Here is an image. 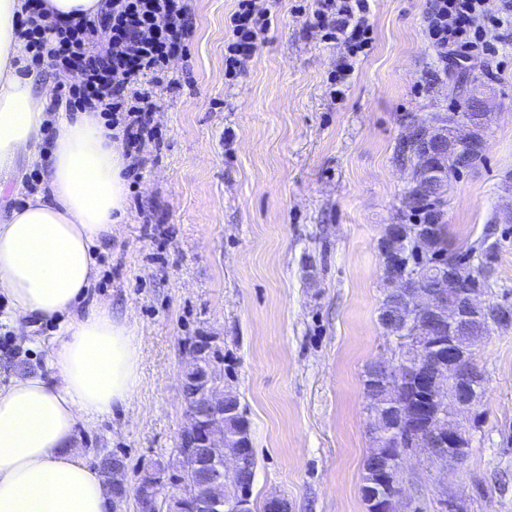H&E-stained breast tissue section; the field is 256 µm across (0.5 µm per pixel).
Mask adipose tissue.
I'll return each mask as SVG.
<instances>
[{"label": "adipose tissue", "mask_w": 512, "mask_h": 512, "mask_svg": "<svg viewBox=\"0 0 512 512\" xmlns=\"http://www.w3.org/2000/svg\"><path fill=\"white\" fill-rule=\"evenodd\" d=\"M25 0H0V174L18 160L44 188L0 215V295L18 334L54 319L47 371L0 385V512H112L77 425L128 408L141 363L138 328L94 298L96 252L126 215L128 164L99 113H59L45 145L51 87L24 70L15 34Z\"/></svg>", "instance_id": "obj_1"}]
</instances>
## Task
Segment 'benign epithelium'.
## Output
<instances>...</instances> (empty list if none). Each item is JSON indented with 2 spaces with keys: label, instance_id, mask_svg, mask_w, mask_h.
Returning <instances> with one entry per match:
<instances>
[{
  "label": "benign epithelium",
  "instance_id": "1",
  "mask_svg": "<svg viewBox=\"0 0 512 512\" xmlns=\"http://www.w3.org/2000/svg\"><path fill=\"white\" fill-rule=\"evenodd\" d=\"M450 125L463 127L466 133L457 138L459 152L483 147L475 137V121L453 115ZM428 150L420 156V179L427 190L447 203L448 172L432 157L448 148L447 126L435 125L418 135ZM400 256L383 255L384 274L403 285L399 290L402 304L396 313L391 334L396 340L395 357L372 362L366 375L368 412L373 431H379L390 420L389 440L374 449L382 463V491L367 493L368 512H421V506L407 493L403 480L405 458L415 455L438 472L460 470L468 457V438L463 422L480 404L485 388L483 373L476 361L483 336H459L457 327L466 323L487 322L494 307L483 299V292L464 284L475 275L474 269L458 256L448 252V265L428 288H406L408 275L400 274ZM190 386L183 389L188 423L181 437L191 446L218 448L224 442V403L210 398V385L220 382L211 364L194 355L186 372ZM424 391L433 413L413 432L403 430L401 414L404 393L410 389ZM251 448H237L214 463L196 460L198 479L205 484H222L238 476L244 454ZM164 482L154 488L153 497L160 512H252L249 499L231 507L202 496L196 486L182 485L178 495L164 493ZM467 504L458 494L445 490L436 501V512H464Z\"/></svg>",
  "mask_w": 512,
  "mask_h": 512
}]
</instances>
